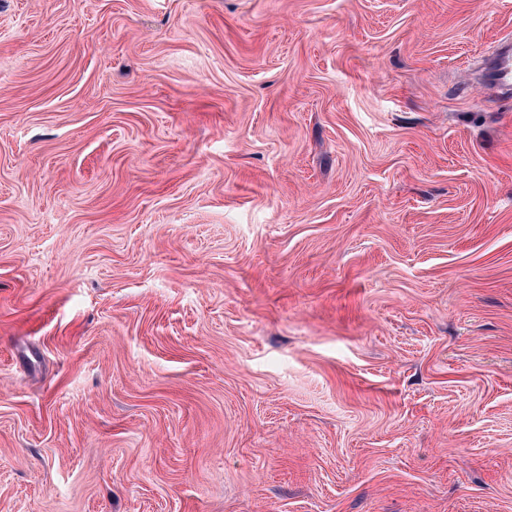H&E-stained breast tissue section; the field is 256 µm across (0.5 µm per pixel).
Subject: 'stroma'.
<instances>
[{
    "mask_svg": "<svg viewBox=\"0 0 512 512\" xmlns=\"http://www.w3.org/2000/svg\"><path fill=\"white\" fill-rule=\"evenodd\" d=\"M512 0H0V512H512ZM485 83L503 90H512V43L496 47L485 65Z\"/></svg>",
    "mask_w": 512,
    "mask_h": 512,
    "instance_id": "35a3bbf8",
    "label": "stroma"
}]
</instances>
